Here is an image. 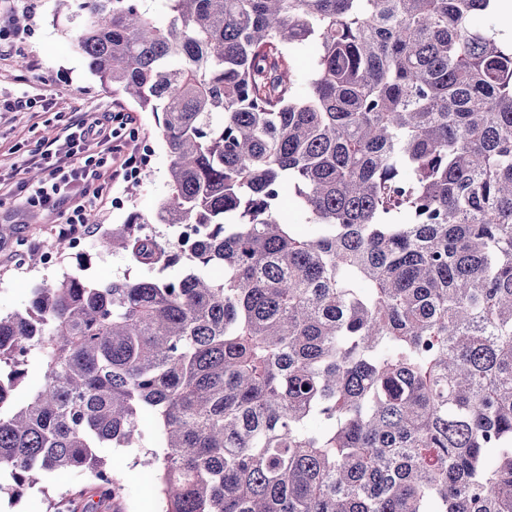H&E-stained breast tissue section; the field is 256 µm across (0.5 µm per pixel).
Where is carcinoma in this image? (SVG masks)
<instances>
[{"mask_svg": "<svg viewBox=\"0 0 512 512\" xmlns=\"http://www.w3.org/2000/svg\"><path fill=\"white\" fill-rule=\"evenodd\" d=\"M492 0H55L168 190L0 315V498L156 424L162 512H512V47ZM486 19L483 27L473 18ZM318 48L308 91L292 50ZM293 190L302 224L280 219ZM43 380L16 392L33 354Z\"/></svg>", "mask_w": 512, "mask_h": 512, "instance_id": "obj_1", "label": "carcinoma"}]
</instances>
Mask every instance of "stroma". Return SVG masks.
Wrapping results in <instances>:
<instances>
[{
	"label": "stroma",
	"mask_w": 512,
	"mask_h": 512,
	"mask_svg": "<svg viewBox=\"0 0 512 512\" xmlns=\"http://www.w3.org/2000/svg\"><path fill=\"white\" fill-rule=\"evenodd\" d=\"M51 4L32 14L25 28L26 39L16 49L0 54V97L10 99L22 91L35 95L37 103L26 112L0 113V172L20 166L19 180L31 182L32 171L23 167L28 153L53 139L71 119L97 112L135 113L140 143L150 144L152 155L138 180H115L111 170H102L93 188L97 194L92 212L96 218L93 236L84 238L81 250L49 254L46 244L67 235L61 212L31 215L18 198L0 200V227L9 235L0 237V313L24 308L33 289L51 285L63 276L82 272L94 283L113 278L146 275V267L126 255L107 250L105 232L124 223L130 213L154 218L167 193L168 155L153 113L137 110L135 104L114 97L98 77L92 75L63 24L52 21ZM123 201L113 208V197ZM122 480V512H161L162 503L147 449L104 448L100 451ZM44 489L27 490L14 501L1 500L0 512H45L44 490L86 488L82 472L59 478L48 476Z\"/></svg>",
	"instance_id": "35a3bbf8"
}]
</instances>
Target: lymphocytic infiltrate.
Here are the masks:
<instances>
[{
  "instance_id": "1",
  "label": "lymphocytic infiltrate",
  "mask_w": 512,
  "mask_h": 512,
  "mask_svg": "<svg viewBox=\"0 0 512 512\" xmlns=\"http://www.w3.org/2000/svg\"><path fill=\"white\" fill-rule=\"evenodd\" d=\"M137 132L136 121L127 112L69 123L61 136L30 156V164L41 167L45 176L37 185L25 187L24 207L64 209L71 230L92 233L87 213L95 202L90 191L97 171L109 167L123 181L137 178L142 163L134 141Z\"/></svg>"
}]
</instances>
